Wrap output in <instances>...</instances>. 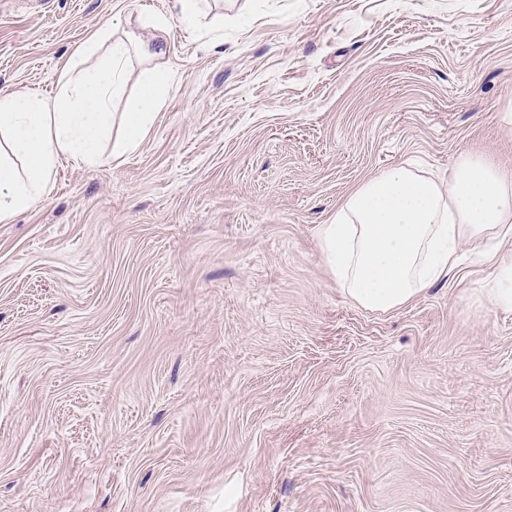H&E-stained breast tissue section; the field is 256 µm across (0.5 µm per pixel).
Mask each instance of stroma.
<instances>
[{
    "mask_svg": "<svg viewBox=\"0 0 512 512\" xmlns=\"http://www.w3.org/2000/svg\"><path fill=\"white\" fill-rule=\"evenodd\" d=\"M0 0V88L108 19L176 74L120 161L0 223V512H512V310L388 312L318 245L396 165L512 170V0Z\"/></svg>",
    "mask_w": 512,
    "mask_h": 512,
    "instance_id": "35a3bbf8",
    "label": "stroma"
}]
</instances>
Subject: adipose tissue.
Instances as JSON below:
<instances>
[{
	"mask_svg": "<svg viewBox=\"0 0 512 512\" xmlns=\"http://www.w3.org/2000/svg\"><path fill=\"white\" fill-rule=\"evenodd\" d=\"M115 22L78 44L53 99L0 89V222L40 203L61 160L96 166L135 151L150 131L172 74L166 40ZM144 63L122 130L112 134V103L127 81L130 56ZM512 172L472 153L460 155L447 179L398 166L353 190L319 232L329 271L346 294L374 312L396 309L446 277L463 244L479 247L495 271L488 299L512 310Z\"/></svg>",
	"mask_w": 512,
	"mask_h": 512,
	"instance_id": "1",
	"label": "adipose tissue"
}]
</instances>
